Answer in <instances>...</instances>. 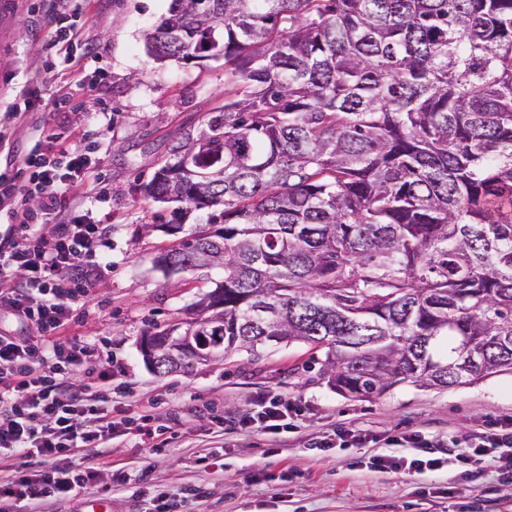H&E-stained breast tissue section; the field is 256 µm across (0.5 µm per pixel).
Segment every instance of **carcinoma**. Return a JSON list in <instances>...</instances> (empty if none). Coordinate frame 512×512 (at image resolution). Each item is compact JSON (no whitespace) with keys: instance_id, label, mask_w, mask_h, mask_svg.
I'll return each mask as SVG.
<instances>
[{"instance_id":"cac0c4a2","label":"carcinoma","mask_w":512,"mask_h":512,"mask_svg":"<svg viewBox=\"0 0 512 512\" xmlns=\"http://www.w3.org/2000/svg\"><path fill=\"white\" fill-rule=\"evenodd\" d=\"M146 49L224 58V111L144 187L210 210L145 225L180 235L164 273H224L200 351L303 342L358 399L512 373V0H171Z\"/></svg>"}]
</instances>
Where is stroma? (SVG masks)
Instances as JSON below:
<instances>
[{
    "label": "stroma",
    "mask_w": 512,
    "mask_h": 512,
    "mask_svg": "<svg viewBox=\"0 0 512 512\" xmlns=\"http://www.w3.org/2000/svg\"><path fill=\"white\" fill-rule=\"evenodd\" d=\"M171 0H0V170L9 144L33 145L40 134L69 130L91 151L97 182L76 183L67 205L49 223L87 215L110 227L103 253L111 266L89 290L82 320L69 336L98 340L118 370L112 389L122 394L130 426L152 419L162 450L131 434L114 437L112 462L130 480L99 485L94 496L112 500V512H150L152 497L206 492L204 504L183 499L177 512H512V485L496 473L473 475L472 489L455 492V464L419 480L400 473L358 470L375 455H404L386 437L410 429L433 436L470 434L475 425L512 417V375L451 389L399 384L378 398L358 400L331 387L311 362L323 354L302 342L236 351L209 364L154 375L139 351L142 333L184 318L219 271L164 275L153 263L174 236L157 230L171 207L146 199L143 187L171 155L195 140L224 106V61H158L145 34L166 16ZM63 26L80 41L69 53L48 49ZM39 88L41 98L29 97ZM67 99L66 109L53 105ZM99 112L89 121L88 112ZM153 232H145V225ZM292 402L296 413L279 440L237 428L238 414L258 394ZM338 428L360 431L363 442L318 449ZM215 455L220 467L199 465Z\"/></svg>",
    "instance_id": "1"
}]
</instances>
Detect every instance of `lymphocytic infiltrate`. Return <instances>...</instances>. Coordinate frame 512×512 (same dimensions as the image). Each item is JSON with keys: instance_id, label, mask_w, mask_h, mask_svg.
<instances>
[{"instance_id": "1", "label": "lymphocytic infiltrate", "mask_w": 512, "mask_h": 512, "mask_svg": "<svg viewBox=\"0 0 512 512\" xmlns=\"http://www.w3.org/2000/svg\"><path fill=\"white\" fill-rule=\"evenodd\" d=\"M94 164L80 146L60 141L55 160L40 145L21 158L19 172H0V308L33 327L30 336L0 333V453L22 458L13 477L0 483V501L78 498L102 478L122 484V469L104 465L82 469L50 466L51 458L84 448H106L112 441V399L84 396L74 375L112 379V359L95 342L68 336L85 297L104 266L101 249L107 225L73 217L67 224H44L42 217L61 208L74 181H89ZM39 211H18L10 200L31 193ZM389 444H412L408 456L376 455L372 467L420 475L442 469L434 441L415 432L389 437ZM455 459L476 463L500 476L512 475V421L475 430Z\"/></svg>"}]
</instances>
